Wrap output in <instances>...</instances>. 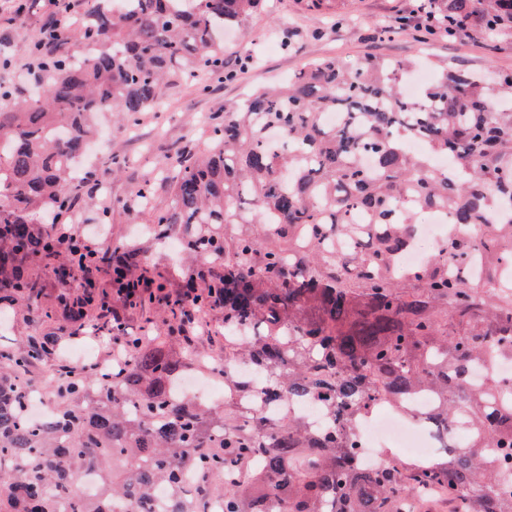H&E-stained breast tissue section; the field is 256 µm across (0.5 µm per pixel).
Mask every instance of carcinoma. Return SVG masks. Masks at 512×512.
<instances>
[{
  "instance_id": "carcinoma-1",
  "label": "carcinoma",
  "mask_w": 512,
  "mask_h": 512,
  "mask_svg": "<svg viewBox=\"0 0 512 512\" xmlns=\"http://www.w3.org/2000/svg\"><path fill=\"white\" fill-rule=\"evenodd\" d=\"M89 2L72 38L95 55L43 61L45 98L0 112V300L46 321L63 313L77 336L107 320L123 359L106 383L82 367L56 372L45 385L52 413L34 422L20 379L55 349H0V512H113L114 501L144 512L159 484L172 497L158 512H203L212 495L223 512H267L264 499L275 512H408L404 502L423 494L463 512H512V383L469 382L478 361L512 358V220L486 218L498 196L512 200V105L488 111L490 85L446 66L409 97L415 61L375 57L317 60L285 87L252 92L209 118L202 155L163 172L172 201L151 234L178 237L196 261L172 292L138 248L63 241L31 214L73 204L69 163L96 113L114 103L136 119L176 72L225 77L217 34L262 0ZM433 2L441 36L512 30V0ZM325 112L339 125L324 124ZM424 209L451 214L455 228L404 270L398 257ZM46 272L59 292L41 306ZM127 309L162 314L181 345L185 321L222 311L224 358L264 377L266 404L313 401L339 425L317 433L289 412L251 413L239 403L250 381L230 374L234 401L221 413L175 400L192 351L126 335ZM427 389L436 420L465 429L468 446L426 461L387 452L362 474L352 424L379 401L397 408ZM254 462L260 475L241 477ZM186 463L200 481L192 501L180 495ZM88 467L101 477L94 501L75 490Z\"/></svg>"
}]
</instances>
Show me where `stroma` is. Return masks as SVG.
<instances>
[{
  "label": "stroma",
  "instance_id": "35a3bbf8",
  "mask_svg": "<svg viewBox=\"0 0 512 512\" xmlns=\"http://www.w3.org/2000/svg\"><path fill=\"white\" fill-rule=\"evenodd\" d=\"M24 17H16L11 0H0V51L24 56L25 47L35 42L51 17L49 0H27ZM414 0H264L260 10L240 26L243 39L224 36V61L234 65L244 59L245 67L235 80L224 82L206 76L170 78L163 89L165 108L140 113L136 122L121 121L116 112L96 116L100 127L112 136L103 149H90L85 166L92 178L75 202L69 226L84 225L89 246L102 249L115 243L138 239L152 214L165 211L172 200L163 179L166 168L193 156L207 145L209 116L237 105L246 93L274 85L304 64L334 57L354 64L361 57L407 58L424 52L430 63L478 71L486 78L512 72V32L487 39L483 30L470 27L451 40L417 42L414 27L419 17ZM30 71L0 68V84L13 96L0 99V111L12 109L41 91L44 83L38 59H30ZM124 160L120 173H113L111 159ZM151 184L145 206L127 214L125 206L141 185ZM0 318V346H17L34 336L67 338L66 319L42 321L34 310L6 303Z\"/></svg>",
  "mask_w": 512,
  "mask_h": 512
}]
</instances>
